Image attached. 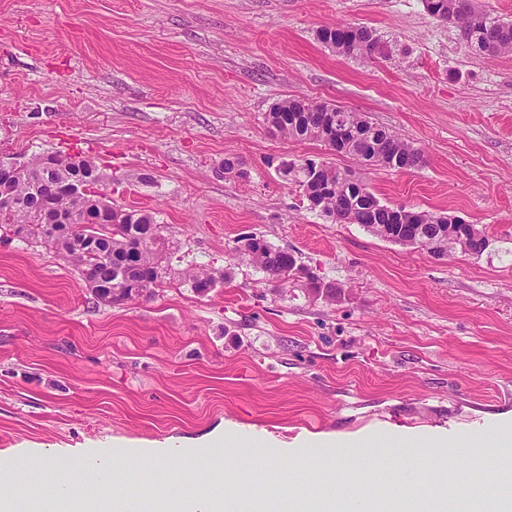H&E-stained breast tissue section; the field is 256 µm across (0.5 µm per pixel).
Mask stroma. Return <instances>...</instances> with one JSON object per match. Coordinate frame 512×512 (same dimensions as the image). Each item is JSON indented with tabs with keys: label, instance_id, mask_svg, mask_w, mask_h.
<instances>
[{
	"label": "stroma",
	"instance_id": "stroma-1",
	"mask_svg": "<svg viewBox=\"0 0 512 512\" xmlns=\"http://www.w3.org/2000/svg\"><path fill=\"white\" fill-rule=\"evenodd\" d=\"M372 28L387 57H342L319 28ZM304 96L363 113L422 149L411 171L363 166L265 116ZM92 158L114 205L155 213L172 242L164 287L98 300L59 253L0 243V473L73 470L85 448H162L117 462L105 492L167 498L221 475L317 512L390 481L457 482L448 512H493L464 479L495 485L512 455V58L470 57L425 0H0V157ZM243 176L222 175L225 156ZM353 172L381 203L483 228L480 256L436 259L311 211L288 165ZM254 234L323 286H279L240 259ZM220 274L201 294L180 281ZM222 436L223 461L207 443ZM442 437L443 456L422 440ZM252 445V481L238 446ZM183 448L195 449L189 463ZM307 457L309 479L294 478Z\"/></svg>",
	"mask_w": 512,
	"mask_h": 512
}]
</instances>
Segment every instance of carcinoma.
Returning a JSON list of instances; mask_svg holds the SVG:
<instances>
[{
	"label": "carcinoma",
	"instance_id": "1",
	"mask_svg": "<svg viewBox=\"0 0 512 512\" xmlns=\"http://www.w3.org/2000/svg\"><path fill=\"white\" fill-rule=\"evenodd\" d=\"M429 14L449 22L459 31L467 52L475 59L512 56V21H505L493 12L481 8L477 0H425ZM317 40L331 51L348 57L385 56V46L375 31L365 26L336 24L317 31ZM337 123L341 128L354 131L344 153L355 160L373 166L396 170H412L424 163L423 152L397 133L379 127L363 114L336 107ZM328 118L323 103L308 98H289L272 106L267 115L270 129L285 139L323 141V124ZM31 170L16 181L12 191L10 211L0 203V240L8 238L12 224H31L34 229L29 239L49 250L63 253L76 266L84 279L108 284L112 291L127 288L128 269L121 263L128 241L123 231H133L143 238L135 262L141 273L148 274L158 258L157 239L163 237L161 226L153 213L135 208H112L110 222L98 224L93 232L112 228L110 245L112 261L102 260L91 252L61 247L47 237L42 223L33 219V212L48 202L66 213L82 216L95 201V187L99 169L90 159L84 160L81 177L84 193L58 195L57 186L69 181L76 173L68 161L58 160L55 166L42 167V156L30 160ZM297 178L308 208L318 210L340 224H359L367 231L378 234V227L394 223L395 208L384 205L365 184L355 178H341V171L328 167L316 172L315 162L308 160L300 167ZM412 224L404 225L398 244L418 248L416 232L433 224L443 223L442 215L428 211H413ZM238 251L243 258L261 269L272 281L284 285L297 281L305 274L293 253L276 248L256 235L251 241L239 239Z\"/></svg>",
	"mask_w": 512,
	"mask_h": 512
}]
</instances>
